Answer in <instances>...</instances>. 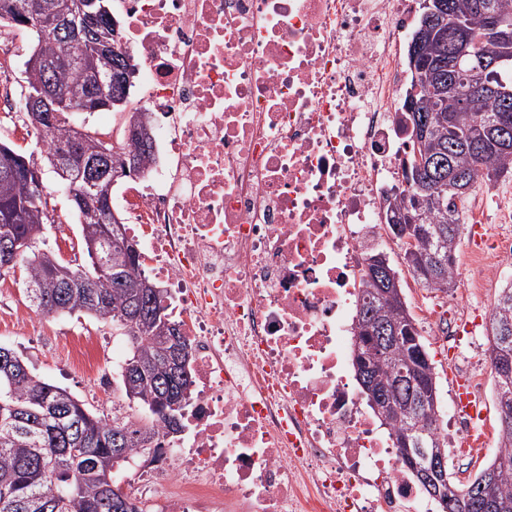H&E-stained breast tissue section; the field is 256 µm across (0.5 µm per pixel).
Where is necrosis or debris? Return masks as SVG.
<instances>
[{"label":"necrosis or debris","instance_id":"obj_1","mask_svg":"<svg viewBox=\"0 0 512 512\" xmlns=\"http://www.w3.org/2000/svg\"><path fill=\"white\" fill-rule=\"evenodd\" d=\"M161 114L122 193L193 349L187 431L138 455L152 512H435L350 375L360 269L411 148L416 0H116ZM512 261L474 245L471 287Z\"/></svg>","mask_w":512,"mask_h":512}]
</instances>
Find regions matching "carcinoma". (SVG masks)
Masks as SVG:
<instances>
[{"instance_id":"cac0c4a2","label":"carcinoma","mask_w":512,"mask_h":512,"mask_svg":"<svg viewBox=\"0 0 512 512\" xmlns=\"http://www.w3.org/2000/svg\"><path fill=\"white\" fill-rule=\"evenodd\" d=\"M14 6L0 12V25L21 29L30 42V56L54 57L61 52L86 55L90 61L60 69L56 74L59 90L68 94L89 90L108 96L109 88L98 84L92 70H103L106 62L92 58V50L64 45L45 36L48 19L56 16L66 0H45L46 15L40 28L28 27L21 20L26 0H12ZM452 18L433 27L421 46L426 71L423 91L417 100L419 111L432 114L427 134L411 140L405 180L429 181L436 186L440 202H426L407 191L406 198L388 203L387 210L401 212L404 223L417 221L415 233L405 240L394 224L388 231L404 247V259L414 262L411 273L422 287L433 291H453L456 251L462 224L459 203L475 188L478 180L493 182L512 175V139L495 141L487 135L492 123L512 125V43L506 45L484 35L486 15L495 14L504 26L512 27V0H441ZM483 57H500L498 67L485 73L474 72L469 63ZM42 72L26 71L19 100L27 104V94L38 92ZM491 85L505 89L492 98L484 93ZM71 104L59 107L56 123L43 126L50 143L40 150L49 167L56 143L73 131ZM139 132L135 149L141 174L153 158V137L149 121L141 112L130 113L125 127ZM89 156L106 150L112 155V171L117 179L129 177L125 167L129 149L118 148L89 124L78 125ZM19 160L14 178L0 177V241L16 249L8 270L24 271L28 298L36 310L47 315L82 312L102 323L124 331L130 350L118 373L126 397L151 412L144 423L140 418H102L67 390L34 373L17 354L13 363H0V512H113L121 501L122 512H147L123 493L105 490V476L127 464L147 448L160 447V436L173 432L171 416L188 398L191 378L169 386V337L178 335V326L160 304L161 289L139 271L138 254L125 251L128 238L123 222L102 224L91 205L71 203L81 226V242L90 266L78 267L48 247L46 225L55 223L48 210L44 183L29 176L28 167L37 166L33 155L21 154L0 141V167L3 153ZM98 243V255L88 244ZM381 279L362 272L363 305L355 322L356 335H364L363 323L378 333L399 327L414 337L410 346L383 342V351L373 358V374L385 392L391 409L404 412L414 406V417L405 416L391 423V434L398 460H403L401 435L406 426L424 432V444L435 446L450 457L448 438L431 437L441 429V406L434 363L421 336L416 319L399 287L392 297L380 292ZM492 341L490 360L501 354L512 355V284L502 289L490 313ZM410 359L426 381V395L398 380L396 368ZM498 411L497 454L466 484L455 486L461 497L448 504L447 512H512V379L493 375Z\"/></svg>"}]
</instances>
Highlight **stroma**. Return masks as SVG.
Returning a JSON list of instances; mask_svg holds the SVG:
<instances>
[{
  "label": "stroma",
  "mask_w": 512,
  "mask_h": 512,
  "mask_svg": "<svg viewBox=\"0 0 512 512\" xmlns=\"http://www.w3.org/2000/svg\"><path fill=\"white\" fill-rule=\"evenodd\" d=\"M43 181L49 193V206L54 211L55 225L49 226L46 236L50 247L58 249L66 260H77L78 264H87L88 259L82 251L80 227L69 210V204L53 173L43 175ZM66 225L67 240H60L59 225ZM23 271L7 275L6 286L0 287V346L14 349L26 358L30 369L54 384L66 388L71 394L84 401L86 406L96 414L108 417L113 410L127 405L128 400L117 385L105 387L91 386L80 367L73 361L70 343L79 336H95L100 341L99 355L109 363H119L126 357L129 344L125 337L112 326L97 322L81 313L69 316L52 315L42 326L40 333H26L18 320L19 313L30 310L27 293L21 283ZM512 281V267L505 269L494 279L487 280L481 288L469 290L464 280H457L454 296L460 303L461 312L479 310L490 312L500 288ZM431 359L434 363L439 398L442 406L452 402V371L478 376L483 385L481 395L490 405L488 416L490 424H497L498 413L494 411V380L488 367L480 358L470 361H451L448 346L433 335L431 329L421 331Z\"/></svg>",
  "instance_id": "stroma-1"
}]
</instances>
